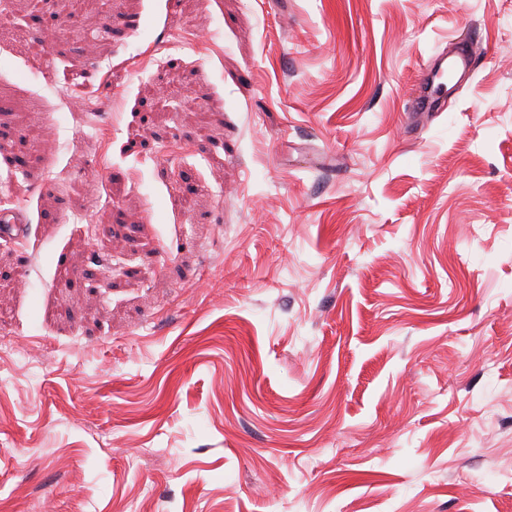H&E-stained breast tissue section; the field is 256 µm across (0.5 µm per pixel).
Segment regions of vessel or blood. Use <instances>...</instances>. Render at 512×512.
<instances>
[{
    "label": "vessel or blood",
    "mask_w": 512,
    "mask_h": 512,
    "mask_svg": "<svg viewBox=\"0 0 512 512\" xmlns=\"http://www.w3.org/2000/svg\"><path fill=\"white\" fill-rule=\"evenodd\" d=\"M476 47L472 42L459 43L455 59L439 57L421 69L417 88L410 100L413 112H439L447 106L448 76L470 70Z\"/></svg>",
    "instance_id": "1"
}]
</instances>
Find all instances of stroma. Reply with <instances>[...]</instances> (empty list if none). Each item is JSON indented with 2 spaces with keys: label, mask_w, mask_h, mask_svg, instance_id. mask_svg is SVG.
I'll use <instances>...</instances> for the list:
<instances>
[{
  "label": "stroma",
  "mask_w": 512,
  "mask_h": 512,
  "mask_svg": "<svg viewBox=\"0 0 512 512\" xmlns=\"http://www.w3.org/2000/svg\"><path fill=\"white\" fill-rule=\"evenodd\" d=\"M14 8L0 512H512V0ZM478 48L470 41L459 42L456 58L439 57L421 69L408 112H439L447 106L448 73H466Z\"/></svg>",
  "instance_id": "stroma-1"
}]
</instances>
